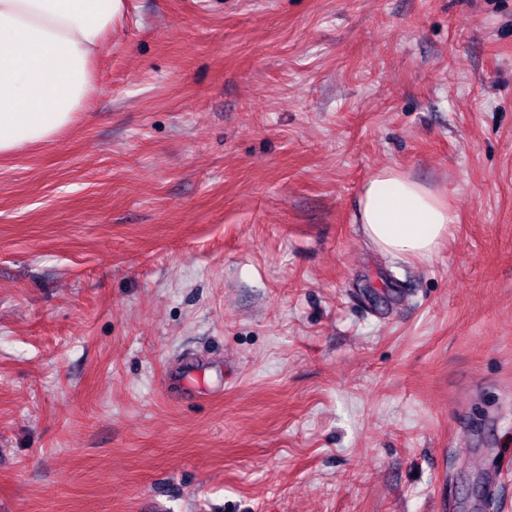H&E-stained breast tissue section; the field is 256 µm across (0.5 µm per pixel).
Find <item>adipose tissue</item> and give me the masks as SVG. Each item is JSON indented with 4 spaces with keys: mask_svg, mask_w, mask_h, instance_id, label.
Wrapping results in <instances>:
<instances>
[{
    "mask_svg": "<svg viewBox=\"0 0 512 512\" xmlns=\"http://www.w3.org/2000/svg\"><path fill=\"white\" fill-rule=\"evenodd\" d=\"M123 0H0V155L57 137L93 91L91 63ZM356 218L369 245L403 261H428L456 217L443 195L393 168L360 190Z\"/></svg>",
    "mask_w": 512,
    "mask_h": 512,
    "instance_id": "adipose-tissue-1",
    "label": "adipose tissue"
}]
</instances>
